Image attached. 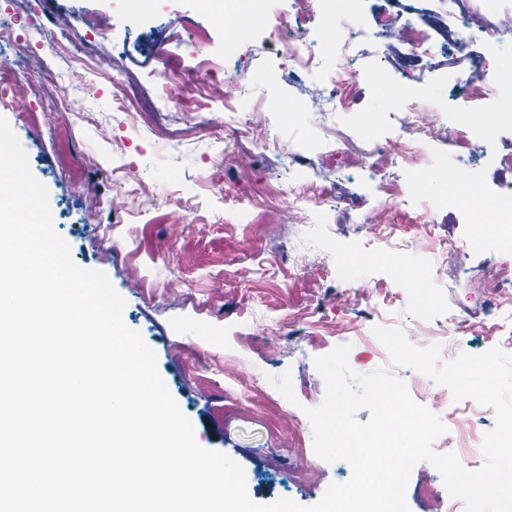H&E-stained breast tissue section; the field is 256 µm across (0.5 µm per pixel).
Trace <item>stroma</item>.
I'll return each instance as SVG.
<instances>
[{
    "instance_id": "1",
    "label": "stroma",
    "mask_w": 512,
    "mask_h": 512,
    "mask_svg": "<svg viewBox=\"0 0 512 512\" xmlns=\"http://www.w3.org/2000/svg\"><path fill=\"white\" fill-rule=\"evenodd\" d=\"M376 6L377 0H350L336 12L325 5L299 24L294 0H251L248 13L263 23L243 25L245 39L229 48L224 23L197 0H153L135 18L125 0H9L16 34L37 46L48 68L31 71L12 47L0 48V75L20 84L23 94L0 97V117L48 189L53 228L78 267L107 275L125 300V325L155 352L158 372L197 442L238 463L249 497L260 504L287 498L310 506L331 484L351 477L349 463L325 461L314 450L306 411L326 395L317 357L347 344L354 372L382 368L401 379L416 402L447 421L433 448L448 454L456 450L458 432L452 414L470 410L485 433L495 425L493 408L451 400L447 386L395 365L375 328L401 329L419 348L439 346L442 366L495 347L512 355V320L497 337L478 332L498 313L485 282L506 250L501 238L486 237L479 249L447 258L436 253L432 238L420 239L398 261L427 285L399 289L384 259L387 244L369 228L375 185L384 178L401 191L400 220L431 206L435 236L454 240L469 238L477 217L473 206L452 199L461 181H477L489 197L512 187V169L499 162L512 150V112L503 108L512 96V51L475 39L451 0H418L420 12L441 17L465 45L432 66L371 35ZM88 12L109 15L104 37L116 61L111 73L91 67L74 80L69 56L52 55L50 46L59 39L72 54L86 55L89 44L70 31L55 36L51 23ZM187 17L190 34L171 54L194 71L199 60L192 43L205 38L209 59L230 80L228 96L244 115L261 102L287 153L261 150L233 128L217 129L223 99L197 96L180 109L165 100L153 43L167 24ZM357 22L369 33L352 43L347 59L355 75L348 108L320 116L307 102L334 76L339 44ZM276 30L287 39L321 42L309 72L283 65L281 44L271 37ZM116 74L138 81L148 110L137 123L114 96ZM477 81L487 88L484 98H465L464 87ZM409 112L437 120L441 129L469 120L485 135L482 152L463 153L441 133L430 139L418 172L374 168V146L408 135ZM336 142L347 148L346 164L322 165L319 147ZM130 175L154 197L146 213L112 207ZM303 184L327 190L309 223L285 208L251 205L254 196L273 199ZM91 195L101 200L94 210ZM441 196L448 205H438ZM453 318L465 320L469 333H449ZM285 372L291 400L271 382Z\"/></svg>"
}]
</instances>
